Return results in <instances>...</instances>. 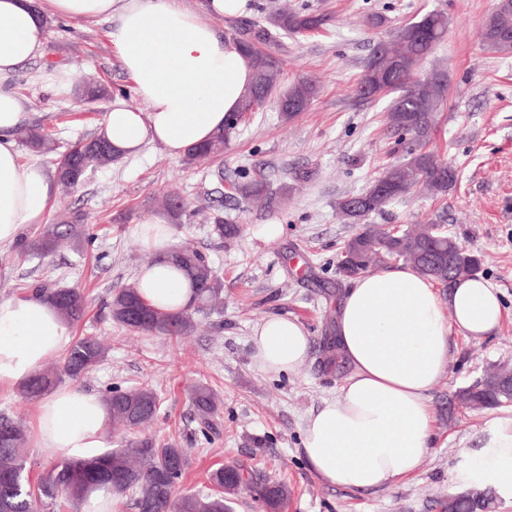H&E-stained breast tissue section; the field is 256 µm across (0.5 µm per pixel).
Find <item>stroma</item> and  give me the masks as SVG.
<instances>
[{"label":"stroma","instance_id":"stroma-1","mask_svg":"<svg viewBox=\"0 0 512 512\" xmlns=\"http://www.w3.org/2000/svg\"><path fill=\"white\" fill-rule=\"evenodd\" d=\"M286 5L332 17L319 31L283 40L277 89L315 81L319 94L311 106L287 121L276 102H268L246 117L221 160L188 166L148 144L89 172L78 188L59 190L51 218L83 213L95 241L81 256L65 248L28 260L15 249H1L0 301L21 295L22 283L34 280L84 292L87 308L73 334L99 337L107 353L93 371L62 383L98 395L111 386L157 389L161 415L150 434L191 455L176 494L208 491L213 469L237 465L260 479L287 483L286 512H443L448 496L470 484L468 458L492 437L490 421L512 417V405L466 410L448 404L450 391L496 365H512V54L491 51L482 39L483 21L496 0H245L240 15L203 11L199 19L228 38L242 19L259 21ZM430 11L446 15L448 30L418 75L445 71L448 100L428 148L453 170L455 181L443 197L415 191L368 221L386 228L442 225L482 257L481 273L499 289L504 318L499 331L481 341L451 331L448 369L429 394L434 446L418 470L388 487L358 491L322 481L302 451L307 417L336 396L351 374L348 364L324 365L323 346L334 334L336 307L349 285L336 272L337 257L360 230L336 203L363 191L406 155L407 144L386 130L388 98H360L357 86L375 45ZM373 15L382 17L381 26L369 24ZM110 26L106 19L49 20L42 55L10 81L33 103L28 124L50 132L58 150L103 128L113 99L123 98L139 112L147 109L108 41ZM86 76L107 89V99L79 100L76 88ZM302 172L307 181H298ZM244 175L263 178L274 192L291 185L292 192L272 209L216 192L217 179L229 184ZM171 190L185 203L173 242L191 243L214 261L224 308L194 312L196 329L188 336L134 333L111 321L104 305L151 261L139 229L156 218L154 201ZM216 210L240 226L233 242L211 237L207 218ZM271 314L298 319L310 335L309 358L295 372L269 374L252 360V329ZM198 383L223 399L220 430L207 436L189 399Z\"/></svg>","mask_w":512,"mask_h":512}]
</instances>
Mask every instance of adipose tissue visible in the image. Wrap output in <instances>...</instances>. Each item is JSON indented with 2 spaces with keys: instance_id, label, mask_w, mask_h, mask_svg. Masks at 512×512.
<instances>
[{
  "instance_id": "1",
  "label": "adipose tissue",
  "mask_w": 512,
  "mask_h": 512,
  "mask_svg": "<svg viewBox=\"0 0 512 512\" xmlns=\"http://www.w3.org/2000/svg\"><path fill=\"white\" fill-rule=\"evenodd\" d=\"M53 16L111 20L109 41L148 106L141 113L118 102L106 116V135L127 155L156 144L182 156L206 143L252 80L242 51L179 0H0V248L13 246L22 228L48 223L60 188L42 166L20 163L16 134L28 102L4 84L42 53ZM140 235L154 259L137 272L139 294L166 312L190 310L191 281L169 258L170 224L154 220ZM503 316L498 290L480 276L457 282L444 301L431 280L405 264L352 280L334 335L352 373L306 421L303 453L311 469L353 490L413 474L433 445L428 396L448 367L450 331L480 340L499 330ZM71 340L70 324L48 301L28 293L0 301V382L25 383ZM251 343L254 363L272 374L303 366L310 351L305 327L284 315L264 318ZM110 421L98 395L60 387L38 409L36 442L52 457H94L107 446ZM492 426L496 434L474 475L512 484V418Z\"/></svg>"
}]
</instances>
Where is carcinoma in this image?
Wrapping results in <instances>:
<instances>
[{"label":"carcinoma","instance_id":"cac0c4a2","mask_svg":"<svg viewBox=\"0 0 512 512\" xmlns=\"http://www.w3.org/2000/svg\"><path fill=\"white\" fill-rule=\"evenodd\" d=\"M326 22L325 15L302 7L274 11L260 22L236 29L233 40L247 54L253 78L238 110L228 115V120H243L246 114L262 107L271 95L281 72L277 53L281 49L282 35L315 31ZM447 29L448 19L444 14L429 12L400 28L393 40L379 42L365 61L358 93L365 97L393 95L390 128L398 134L411 136L415 147L407 152L401 164L386 168L390 176L383 185L372 181L371 186L376 188L374 193L365 189L337 203L338 210L348 218L359 222L384 210L391 202L404 198L412 184L426 194L438 197L447 193L454 181L453 171L444 164L435 165V155L424 150L435 127V115L444 107V77L435 72L421 81L414 72L417 63L435 50ZM483 41L490 50L512 52V0H499L495 11L484 23ZM318 92V86L312 81L293 84L279 98L282 116L288 120L305 111ZM233 138L234 133L226 125L209 142L190 149L184 162L193 165L209 159L218 160ZM21 139L36 153L50 154L56 150L54 139L41 126L24 129ZM120 159L121 156L112 153V143L100 131L90 138L74 141L69 152L60 154L56 175L62 185L74 187L88 172L107 168ZM230 189L241 200L264 207L278 204L288 194L286 186L276 195L269 192L264 180L256 177L233 182ZM161 209L171 223L177 224L184 205L178 203L176 193L170 192ZM211 220L212 232L218 239L230 241L238 236V225L225 222L221 213H213ZM94 238L87 218L79 212H69L44 225L34 235H21L15 249L24 258H44L66 242L73 251L82 253ZM451 241L453 238L438 224H425L415 232L408 229L394 232L390 228L376 230L367 225L345 242L339 258L352 253L353 272L358 275L368 272L378 258L387 262L401 261L443 287L450 279L456 281L480 270V259L467 250L455 256L452 269L439 267V253L448 250ZM172 258L191 280L197 308L219 309L223 303V288L214 262L189 245L174 249ZM21 288L50 302L70 323L79 321L85 312V296L76 288H50L40 281L24 283ZM108 308L112 320L131 331L187 336L194 330L191 314H172L153 308L142 299L133 282L112 294ZM105 355L106 348L97 338L82 336L66 352L62 370L35 373L24 384V391L30 398H40L61 380V375L78 377L85 374L97 367ZM189 397L201 433L206 436L215 431L222 405L218 392L208 385L196 384L191 387ZM103 402L111 413L112 429L118 431L139 432L149 427L162 406L158 391L149 385L129 389L111 386L103 396ZM511 402L512 377L505 371L483 376L465 388L461 399L465 408H492ZM26 443L22 424L0 414V512H39L38 504L60 497L77 507L90 492L101 489L118 495L132 494L136 512H231L241 486L253 480L248 471L232 465L222 466L209 474L212 492L187 493L176 498L173 495L175 485L189 466L188 451L175 443L145 435L125 448H116L100 457L64 460L54 465L46 479L34 485L25 475ZM475 489L477 492L465 500L448 497L444 512H492L496 509L495 488L478 484ZM256 491L268 512H281L291 495L284 482L259 481Z\"/></svg>","mask_w":512,"mask_h":512}]
</instances>
